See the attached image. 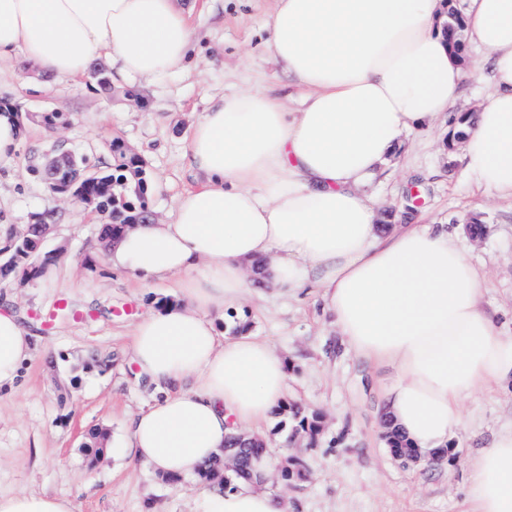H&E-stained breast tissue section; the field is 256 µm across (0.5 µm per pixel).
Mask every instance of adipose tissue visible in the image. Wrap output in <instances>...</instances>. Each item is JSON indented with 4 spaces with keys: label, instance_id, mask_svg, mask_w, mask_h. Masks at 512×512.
Listing matches in <instances>:
<instances>
[{
    "label": "adipose tissue",
    "instance_id": "1",
    "mask_svg": "<svg viewBox=\"0 0 512 512\" xmlns=\"http://www.w3.org/2000/svg\"><path fill=\"white\" fill-rule=\"evenodd\" d=\"M444 0H275L267 47L304 96L285 111L257 86L211 99L185 154L197 189L170 222L125 225L108 263L146 283L181 276L182 298L132 329L140 377L166 392L129 423L114 456L191 477L231 436L266 421L287 390L284 359L214 314L274 288L317 289L343 343L385 374L384 415L421 455L446 452L465 402L512 385V335L483 306L485 278L445 224L382 228L366 188L406 131L462 126L478 189L512 200V0H466V41L491 59L494 95L468 118L466 70L443 28ZM186 0H0V64L55 79L106 61L121 78L187 69L197 41ZM31 351L0 309V389ZM467 512H512V431L467 462ZM266 467L204 512H284ZM0 512H74L47 493H0Z\"/></svg>",
    "mask_w": 512,
    "mask_h": 512
}]
</instances>
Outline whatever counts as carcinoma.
I'll use <instances>...</instances> for the list:
<instances>
[{"mask_svg":"<svg viewBox=\"0 0 512 512\" xmlns=\"http://www.w3.org/2000/svg\"><path fill=\"white\" fill-rule=\"evenodd\" d=\"M444 29L450 43L458 45L462 32V15L453 0H448ZM93 78L103 94H111L112 82L105 64L99 62L94 65ZM108 150L119 156L118 163L111 165L104 162L91 167L95 178L86 185V192L94 200L93 208H98L100 203L108 207L111 222L103 225L101 238L110 240L120 233L123 225L133 222L147 211L146 198L150 181L145 164L139 156L126 153L112 143L109 144ZM50 223L51 215L40 214L33 223L25 225L21 230L5 238L4 246L0 248L5 255L0 262V280L7 281L18 276L29 278L41 273L44 265L36 264L42 248L41 225ZM276 414L286 415L291 419L294 433H305L312 439L319 434L318 416L307 414L297 403H282ZM384 431L383 441L388 447V452L393 456H405L404 448L407 444L403 443L395 432L389 430V427H384ZM225 450L227 454L236 458V467L227 470L224 465L213 463L202 473V478L220 493L233 486L238 479L251 478V463L263 458L266 445L260 439L233 436Z\"/></svg>","mask_w":512,"mask_h":512,"instance_id":"obj_1","label":"carcinoma"}]
</instances>
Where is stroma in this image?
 <instances>
[{
    "label": "stroma",
    "mask_w": 512,
    "mask_h": 512,
    "mask_svg": "<svg viewBox=\"0 0 512 512\" xmlns=\"http://www.w3.org/2000/svg\"><path fill=\"white\" fill-rule=\"evenodd\" d=\"M273 0H202L193 18L199 39L195 66L155 81L113 78L112 95L93 84L60 80L38 89L39 77L25 60L0 68V102L30 114L27 136L10 170L0 171V216L11 231L50 211L54 222L43 250L52 254L54 280L44 276L0 283V306L8 305L28 331L32 354L14 390L0 391V492H47L70 498L75 512H201L197 478L173 481L111 449L91 451L87 433L101 429L119 439L131 418L162 393L137 379L129 332L162 301L178 296L170 279L141 287L129 271L101 256L98 228L106 215L50 193L33 172L42 156L71 152L109 159L119 139L140 156L155 190L147 209L170 220L177 200L197 184L184 154L208 101L255 84L289 108L298 89L265 49L264 22ZM486 52L468 45L469 77L459 111H476L494 88ZM43 112L65 117L48 128ZM454 135L447 119L409 132L398 157L373 183L381 223L449 224L471 260L485 273L484 306L512 333V200L484 199L461 160L448 148ZM480 218L485 233L469 236L465 216ZM69 317L45 327L43 311L58 301ZM132 305L124 313L123 305ZM252 334L266 339L287 364V401L320 417L316 439L299 435L306 478L284 481L272 470L269 491L286 512H465L466 459L494 434L512 428V390L478 396L466 405L465 422L441 462L405 467L381 438L380 393L371 367L338 336L322 302L267 292L243 306Z\"/></svg>",
    "instance_id": "stroma-1"
}]
</instances>
